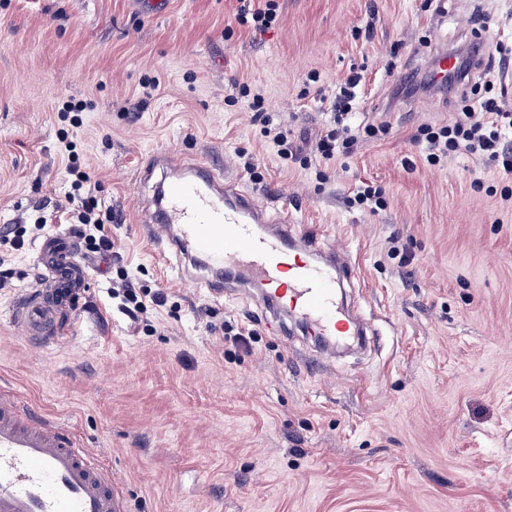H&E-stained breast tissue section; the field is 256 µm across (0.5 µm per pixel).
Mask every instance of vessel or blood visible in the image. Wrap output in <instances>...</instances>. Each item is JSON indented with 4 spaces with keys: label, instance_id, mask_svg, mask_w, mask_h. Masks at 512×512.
<instances>
[{
    "label": "vessel or blood",
    "instance_id": "b4317fda",
    "mask_svg": "<svg viewBox=\"0 0 512 512\" xmlns=\"http://www.w3.org/2000/svg\"><path fill=\"white\" fill-rule=\"evenodd\" d=\"M156 179L151 209L141 211L145 234L162 257H174L180 279L220 299L229 285L254 288L268 307L301 321L319 339L357 329L336 301L354 268L347 250L322 251L298 230L287 203L267 204L227 183L212 163L164 151L142 163ZM38 287L12 306L11 321L28 339L47 342L63 330L89 283V267L72 236L56 234L38 250ZM0 512H126L112 470L72 429L32 415L20 397L0 393Z\"/></svg>",
    "mask_w": 512,
    "mask_h": 512
}]
</instances>
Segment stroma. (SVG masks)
<instances>
[{
    "mask_svg": "<svg viewBox=\"0 0 512 512\" xmlns=\"http://www.w3.org/2000/svg\"><path fill=\"white\" fill-rule=\"evenodd\" d=\"M277 3L259 32L240 0H0V227L74 232L56 211L66 139L112 238L51 343L10 320L41 274L39 240L0 263V389L70 426L129 512H512V176L465 154L428 164L417 131L460 98L394 94L433 50L478 38L509 53L465 86L494 77L512 112V0ZM355 72L354 124L388 133L334 162L282 165L254 97L307 138ZM165 149L328 227L323 245L355 266L342 300L371 324L364 346L317 358L301 326L279 336L254 291L214 301L173 279L136 222L153 194L138 165ZM364 182L386 192L377 213L346 202ZM125 275L168 295L150 326L118 310Z\"/></svg>",
    "mask_w": 512,
    "mask_h": 512,
    "instance_id": "stroma-1",
    "label": "stroma"
}]
</instances>
